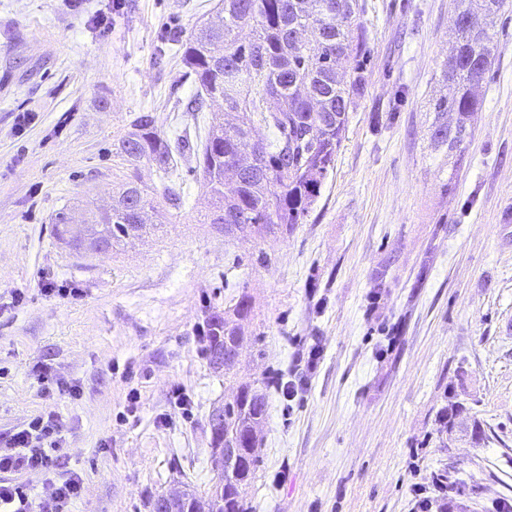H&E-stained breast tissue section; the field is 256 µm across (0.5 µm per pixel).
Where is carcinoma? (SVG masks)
<instances>
[{"label":"carcinoma","instance_id":"carcinoma-1","mask_svg":"<svg viewBox=\"0 0 512 512\" xmlns=\"http://www.w3.org/2000/svg\"><path fill=\"white\" fill-rule=\"evenodd\" d=\"M452 2L458 23L440 71L452 92L430 99L427 128L431 149L447 157L462 152L473 135L479 105L473 89L494 63L496 22L506 6V0ZM360 11L359 0H219L217 20L201 24L185 40L182 62L200 89L191 110H201L209 98L241 114L229 127L214 119L199 156L213 199L207 223L224 225L226 234L284 238L308 215L363 91L357 57L368 35ZM261 126L275 129L276 137L260 139ZM133 127L120 152L133 162L170 170L174 156L155 117L144 113ZM230 175L236 185L227 195L224 180ZM152 208L148 192L131 180L110 210L90 217L83 238L103 235L113 249L150 229ZM53 224L58 239L85 252L68 235V213H57ZM251 312V299L242 293L232 309L203 323L209 360L226 375L239 361L243 322ZM266 409L264 389L250 384L215 408L212 452L222 458L224 449L235 448L237 459L223 466L206 496L185 493L171 504L175 512H252L248 488L259 462L258 428Z\"/></svg>","mask_w":512,"mask_h":512}]
</instances>
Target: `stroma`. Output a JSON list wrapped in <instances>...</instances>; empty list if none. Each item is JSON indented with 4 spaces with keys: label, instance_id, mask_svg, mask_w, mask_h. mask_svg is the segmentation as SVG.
Segmentation results:
<instances>
[{
    "label": "stroma",
    "instance_id": "1",
    "mask_svg": "<svg viewBox=\"0 0 512 512\" xmlns=\"http://www.w3.org/2000/svg\"><path fill=\"white\" fill-rule=\"evenodd\" d=\"M217 2L85 0L80 21L67 0H0V429L49 403L33 366L77 381L80 399L50 402L88 479L76 512H151L173 488L213 485V407L317 345L301 397L268 393L253 512H411L413 487L439 474L459 489L446 512H495L512 500V2L473 136L447 159L427 127L451 0H359L363 94L303 224L264 240L205 222L196 147L222 104L189 109L180 42ZM144 112L190 142L169 172L118 149ZM133 175L151 233L87 255L56 238L57 212L105 206ZM243 292L249 337L228 376L199 329ZM455 411L480 442L440 434Z\"/></svg>",
    "mask_w": 512,
    "mask_h": 512
}]
</instances>
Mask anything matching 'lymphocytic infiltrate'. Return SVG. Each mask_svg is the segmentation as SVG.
I'll list each match as a JSON object with an SVG mask.
<instances>
[{
	"mask_svg": "<svg viewBox=\"0 0 512 512\" xmlns=\"http://www.w3.org/2000/svg\"><path fill=\"white\" fill-rule=\"evenodd\" d=\"M69 430L66 418L52 407L22 425L0 430V512H73L86 485L67 461ZM33 475L50 483L49 495L33 493L27 482Z\"/></svg>",
	"mask_w": 512,
	"mask_h": 512,
	"instance_id": "lymphocytic-infiltrate-1",
	"label": "lymphocytic infiltrate"
}]
</instances>
